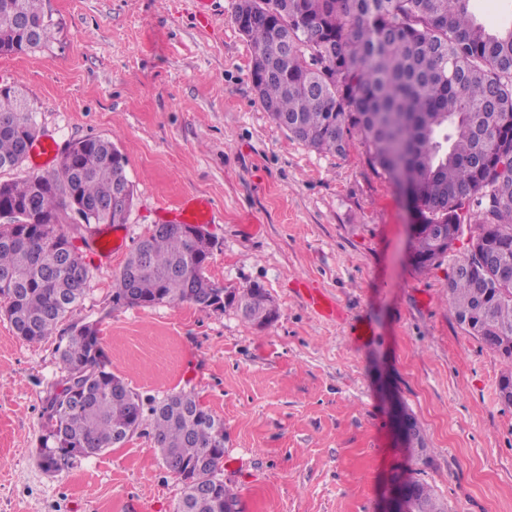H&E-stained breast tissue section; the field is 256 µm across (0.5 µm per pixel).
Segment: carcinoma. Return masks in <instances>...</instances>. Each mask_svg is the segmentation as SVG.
Masks as SVG:
<instances>
[{"mask_svg": "<svg viewBox=\"0 0 512 512\" xmlns=\"http://www.w3.org/2000/svg\"><path fill=\"white\" fill-rule=\"evenodd\" d=\"M473 0H254L243 34L265 60L258 99L294 139L345 155L359 145L370 166L411 192L422 228L414 263L424 271L449 254L439 249L450 224L477 226L512 272V26L479 19ZM45 0H0V53L25 54L53 38ZM38 136L36 112L22 92L0 86V171L22 166ZM71 163L9 181L0 197V311L16 336L51 337L84 300L90 270L61 230L70 212L81 223L124 224L108 212L112 195L133 190L126 158L111 140L72 141ZM215 244L185 238L176 224H156L114 277L115 307L189 303L209 309L221 295L205 269ZM466 250L448 275L456 322L512 360V278L473 267ZM225 306L253 324L272 301L255 285L230 290ZM61 377L42 399L40 463L58 466L57 448L85 458L119 444L128 432L152 436L166 469L180 478L221 476L224 421L190 392L145 402L109 370L97 324L75 322L56 348ZM414 487L424 512H446L426 483ZM229 488L197 493L184 483L176 512H224Z\"/></svg>", "mask_w": 512, "mask_h": 512, "instance_id": "1", "label": "carcinoma"}]
</instances>
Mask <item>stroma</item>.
<instances>
[{"instance_id":"1","label":"stroma","mask_w":512,"mask_h":512,"mask_svg":"<svg viewBox=\"0 0 512 512\" xmlns=\"http://www.w3.org/2000/svg\"><path fill=\"white\" fill-rule=\"evenodd\" d=\"M235 3L213 0L203 18L196 0H47L48 46L0 54V85L22 89L60 146L100 136L127 159L123 246L108 263L84 250L91 282L72 320L98 322L112 372L142 396L187 390L223 420L238 512H393L409 477L449 512H512V405L499 398L512 362L449 309L463 248L416 269L413 211L364 150L320 153L270 119ZM185 196L215 210L207 276L265 288L270 326L229 307H113L114 275ZM304 284L335 300L336 319L311 308ZM362 322L371 334L359 340ZM56 343L23 341L0 316V512H174L182 483L147 435L56 473L39 466Z\"/></svg>"}]
</instances>
